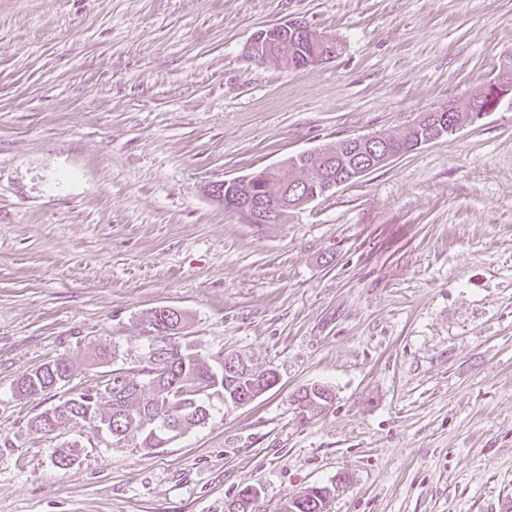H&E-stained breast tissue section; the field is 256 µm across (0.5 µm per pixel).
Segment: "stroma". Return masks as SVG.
I'll return each instance as SVG.
<instances>
[{
	"mask_svg": "<svg viewBox=\"0 0 512 512\" xmlns=\"http://www.w3.org/2000/svg\"><path fill=\"white\" fill-rule=\"evenodd\" d=\"M298 19L345 44L254 61ZM512 59V0H0V512H328L512 506V106L290 214L241 223L205 186L348 138L397 135ZM278 384L161 448L27 423L149 364L142 323ZM115 348L111 362L95 348ZM64 358L69 383L14 392ZM335 399L301 422L294 401ZM70 450L69 469L52 459ZM283 31L294 32L295 38L299 36L300 41L307 39L319 46L320 52L310 57L315 50L314 45L309 42L300 43L298 39L296 42L290 40L288 43V40L278 38L283 35ZM293 47L298 54L306 56L298 58L297 54L288 55V48ZM249 48L254 60L275 59L289 70L319 66L336 59L342 52V45L334 36L318 32L301 20H289L258 31L252 38ZM158 308L151 309L145 313L144 317V323L146 321L148 322H155L157 325V328L155 330L157 332H162L164 336H176L180 333V330L183 329V327L186 325V316L182 311H179V314H174L175 318L169 319L167 317L158 318ZM325 487L312 486L298 494L286 497L284 506L286 512H320L317 511V502L320 498L315 490H323ZM282 511V508H281ZM282 511V512H285Z\"/></svg>",
	"mask_w": 512,
	"mask_h": 512,
	"instance_id": "obj_1",
	"label": "stroma"
}]
</instances>
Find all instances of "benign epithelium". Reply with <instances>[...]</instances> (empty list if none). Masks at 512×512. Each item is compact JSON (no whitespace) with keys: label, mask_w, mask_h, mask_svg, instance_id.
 <instances>
[{"label":"benign epithelium","mask_w":512,"mask_h":512,"mask_svg":"<svg viewBox=\"0 0 512 512\" xmlns=\"http://www.w3.org/2000/svg\"><path fill=\"white\" fill-rule=\"evenodd\" d=\"M293 32L300 39L320 47V52L313 57H298L288 53V42L280 39L283 32ZM253 59L265 61L277 60L286 69H302L316 67L332 61L342 52V45L335 37L318 32L301 20H289L275 24L267 29L257 32L249 45ZM491 92L496 99L506 100L512 94V81L507 77L498 75L493 77L481 92ZM349 147H356L363 153H374V147L383 148L386 160L395 158V154L385 149V136L379 134L350 137L344 141ZM263 173L253 171L244 176L226 178L221 183L228 193L221 196L224 208L238 215L245 224H278L282 219V212L290 193V188L278 197H271L260 190Z\"/></svg>","instance_id":"1"}]
</instances>
